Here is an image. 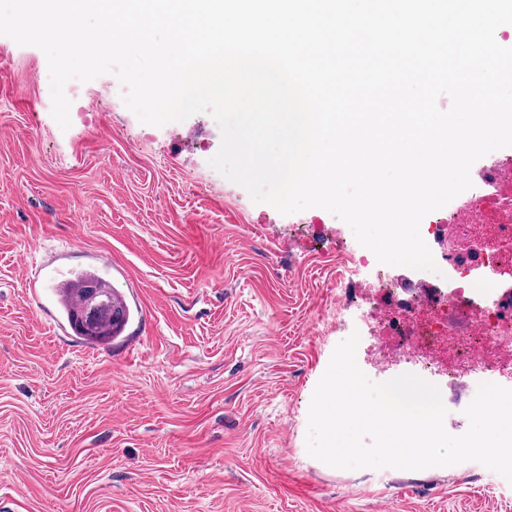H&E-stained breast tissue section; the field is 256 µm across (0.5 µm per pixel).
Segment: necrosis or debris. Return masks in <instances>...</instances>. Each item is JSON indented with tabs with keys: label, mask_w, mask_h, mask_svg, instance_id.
Returning a JSON list of instances; mask_svg holds the SVG:
<instances>
[{
	"label": "necrosis or debris",
	"mask_w": 512,
	"mask_h": 512,
	"mask_svg": "<svg viewBox=\"0 0 512 512\" xmlns=\"http://www.w3.org/2000/svg\"><path fill=\"white\" fill-rule=\"evenodd\" d=\"M496 194L469 188L460 205L474 209V221L456 223L443 210L433 213L427 232L443 246L446 260L439 272H427L429 293L405 288L400 267L377 266L371 251L351 254L344 282L357 271L377 266L371 293L350 300L351 318L365 320L382 360L395 359L427 374H444L449 384L498 371L512 376V224L503 223V200L512 199V165L501 164ZM481 267L496 281V291L480 307L469 296L470 273ZM479 312L483 332L467 336L456 319Z\"/></svg>",
	"instance_id": "obj_1"
}]
</instances>
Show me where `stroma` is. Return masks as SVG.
<instances>
[{"label":"stroma","mask_w":512,"mask_h":512,"mask_svg":"<svg viewBox=\"0 0 512 512\" xmlns=\"http://www.w3.org/2000/svg\"><path fill=\"white\" fill-rule=\"evenodd\" d=\"M44 52L0 35V512H512L468 461L345 470L308 411L339 343L340 220L284 215L210 165L202 112L140 122L101 75L61 129ZM103 253L135 318L57 335L32 256Z\"/></svg>","instance_id":"obj_1"}]
</instances>
